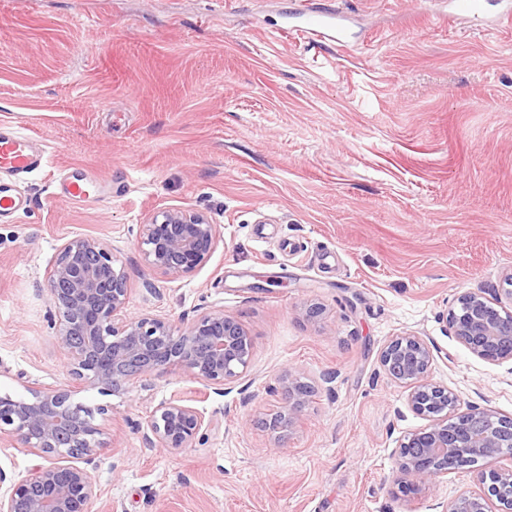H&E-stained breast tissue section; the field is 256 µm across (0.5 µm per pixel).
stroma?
<instances>
[{"instance_id":"obj_1","label":"stroma","mask_w":512,"mask_h":512,"mask_svg":"<svg viewBox=\"0 0 512 512\" xmlns=\"http://www.w3.org/2000/svg\"><path fill=\"white\" fill-rule=\"evenodd\" d=\"M321 2L361 40L287 31L302 0H0V127L46 151L0 216V395L66 386L94 410L92 512H443L486 463L396 495L394 452L426 425L379 364L406 333L461 407L512 418V361L474 356L444 317L512 274V27L442 26L448 0ZM81 178L85 203L66 194ZM165 208L220 233L190 273L137 246ZM76 236L110 246L129 316L235 318L247 373L220 394L172 372L126 393L72 383L47 274ZM285 371L313 393L276 433ZM173 395L211 421L178 453L142 428Z\"/></svg>"}]
</instances>
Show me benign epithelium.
Wrapping results in <instances>:
<instances>
[{
    "label": "benign epithelium",
    "instance_id": "7a95c632",
    "mask_svg": "<svg viewBox=\"0 0 512 512\" xmlns=\"http://www.w3.org/2000/svg\"><path fill=\"white\" fill-rule=\"evenodd\" d=\"M217 241L216 225L204 214L167 209L141 225L138 245L152 268L180 275L194 271ZM47 287L58 311L55 342L68 354L69 375L90 388L127 391L134 379L171 370L188 373L207 387H224L250 366L251 336L222 310L180 327L159 317L129 316L126 274L96 238L64 242ZM498 305L480 292L467 291L446 315L457 341L492 363L512 359V312ZM432 362L427 342L410 333L394 337L380 354L384 373L408 391L411 410L428 421L424 429L404 436L396 450L394 485L406 497L420 495L465 464L457 455L460 448L491 460L506 452L512 455L511 418L472 406L448 420L458 397L429 380ZM279 382L290 407L304 403L306 387L291 372ZM28 393L0 396V436L14 439L49 464L31 469L0 492V512H91L96 483L87 465L106 447L99 428L71 400L68 388L30 387ZM206 426L202 412L174 396L152 411L144 439L151 448L176 453L192 447ZM475 481L478 489L458 494L446 512H512V465L481 470Z\"/></svg>",
    "mask_w": 512,
    "mask_h": 512
}]
</instances>
